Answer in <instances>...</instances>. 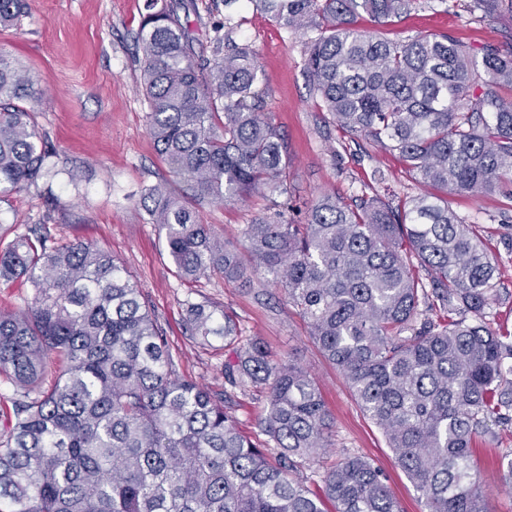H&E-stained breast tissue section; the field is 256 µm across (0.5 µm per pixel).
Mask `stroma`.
<instances>
[{"mask_svg": "<svg viewBox=\"0 0 512 512\" xmlns=\"http://www.w3.org/2000/svg\"><path fill=\"white\" fill-rule=\"evenodd\" d=\"M222 2L196 0L197 12L189 21L204 40L213 22L232 14L238 23L235 40L256 53L264 74V111L292 158L288 206L281 211V221L303 218L325 192L352 200L377 171L384 176L375 184L383 201L394 204L420 193L397 152L357 143L318 106L304 66V36L279 26L249 0H235L228 9ZM28 3L20 24L0 28V54L40 79L43 103L34 119L52 155L48 174L36 185L0 198V240L10 241L37 225L56 244L84 241L107 250L148 300L173 351L178 374L216 394L226 393L221 368L227 352L201 346L189 335L185 303L208 301L233 313L243 336L259 339L274 358L291 359L310 372L334 418L333 448L306 469L309 484H317L324 469L347 451L369 458L382 470L404 512H422L418 495L382 432L362 412L343 376L310 338L307 322L270 278L261 275L248 283L230 284L215 276L185 281L175 274L156 225L139 214L145 186L176 181L151 139L148 107L140 92L134 37L144 0ZM355 24L370 32L383 31L391 39L445 32L472 48L492 43L502 52H512V26L490 19L475 22L464 12L446 13L436 0H418L415 8L384 28L365 14ZM73 168L81 177L72 183L67 172ZM188 202L203 223L230 241L267 207L260 197L220 204L192 196ZM451 203L488 239L500 268L488 318L493 326L512 330V204L498 191L458 194ZM228 395L226 409L237 427L252 440H261V393ZM476 446L480 481L493 512H512V490L501 486L495 466L498 449L512 448V427H494L492 435Z\"/></svg>", "mask_w": 512, "mask_h": 512, "instance_id": "obj_1", "label": "stroma"}]
</instances>
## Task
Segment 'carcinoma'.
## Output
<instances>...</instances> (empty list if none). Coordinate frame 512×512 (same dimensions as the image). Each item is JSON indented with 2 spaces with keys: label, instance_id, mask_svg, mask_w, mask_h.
<instances>
[{
  "label": "carcinoma",
  "instance_id": "obj_1",
  "mask_svg": "<svg viewBox=\"0 0 512 512\" xmlns=\"http://www.w3.org/2000/svg\"><path fill=\"white\" fill-rule=\"evenodd\" d=\"M307 37L306 69L321 107L355 137L398 152L426 192L392 206L362 194L321 195L299 222L264 215L240 230L250 256L216 234L167 184L144 189L184 280L269 275L384 435L423 512H490L474 458L489 424L512 422V331L486 309L498 267L448 195L512 180V52L477 54L448 34L393 41L379 24L415 0H249ZM450 13L512 20V0H440ZM25 0H0L15 26ZM195 0H146L136 36L156 150L196 194L217 203L260 196L280 207L290 155L261 112L260 70L230 19L212 26L213 58L188 24ZM38 79L0 56V195L47 173L33 112ZM422 268L426 278L414 272ZM24 279V311L0 312V375L14 386L0 434V512H403L380 469L347 453L312 489L303 470L332 446L331 418L310 373L242 341L217 305L189 302L203 346L235 347L234 391L266 394L253 442L215 395L186 380L126 268L82 241L59 246L37 228L0 247V280ZM65 361L54 384L50 355ZM499 478L512 489V449Z\"/></svg>",
  "mask_w": 512,
  "mask_h": 512
}]
</instances>
